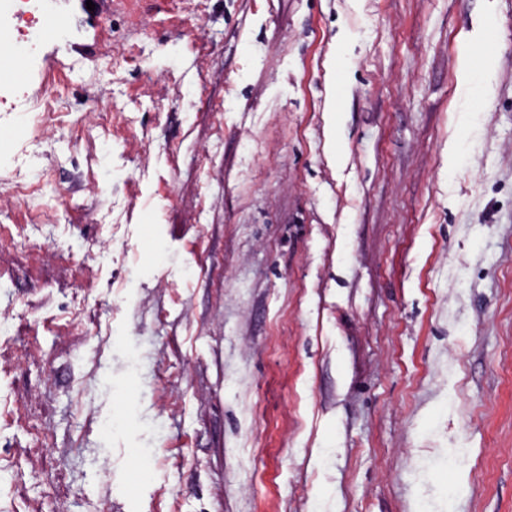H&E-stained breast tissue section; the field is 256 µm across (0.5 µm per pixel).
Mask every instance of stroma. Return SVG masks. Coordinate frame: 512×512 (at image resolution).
Masks as SVG:
<instances>
[{
    "instance_id": "obj_1",
    "label": "stroma",
    "mask_w": 512,
    "mask_h": 512,
    "mask_svg": "<svg viewBox=\"0 0 512 512\" xmlns=\"http://www.w3.org/2000/svg\"><path fill=\"white\" fill-rule=\"evenodd\" d=\"M42 3L0 512H512V0Z\"/></svg>"
}]
</instances>
